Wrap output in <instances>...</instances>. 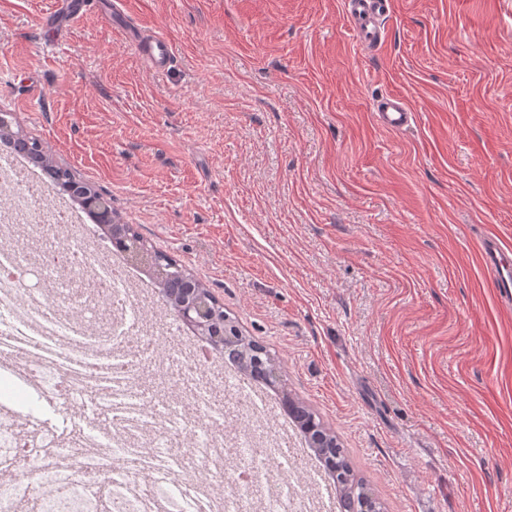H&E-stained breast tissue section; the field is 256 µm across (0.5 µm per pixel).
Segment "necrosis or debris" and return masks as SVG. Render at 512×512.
<instances>
[{"mask_svg":"<svg viewBox=\"0 0 512 512\" xmlns=\"http://www.w3.org/2000/svg\"><path fill=\"white\" fill-rule=\"evenodd\" d=\"M10 193L0 206V361L19 367L38 400L89 411L97 433L79 442L40 430L31 443L17 414H0V468L23 463L36 479L40 512H314L279 436L261 431L270 401L253 389L232 408L213 402L233 392L234 371L216 377L195 352L162 357L173 330L134 300V275L120 259L82 241L41 234L18 244L19 228L67 229L70 207L43 200V187L11 156L0 155ZM92 287L74 293L75 279ZM109 305L111 323L96 314ZM153 374L181 400L148 392Z\"/></svg>","mask_w":512,"mask_h":512,"instance_id":"4bbe7bcc","label":"necrosis or debris"}]
</instances>
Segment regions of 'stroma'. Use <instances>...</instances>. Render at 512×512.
<instances>
[{"label":"stroma","mask_w":512,"mask_h":512,"mask_svg":"<svg viewBox=\"0 0 512 512\" xmlns=\"http://www.w3.org/2000/svg\"><path fill=\"white\" fill-rule=\"evenodd\" d=\"M55 2L0 0V113L275 355L383 512H512V307L479 259L512 246V0H393L368 51L343 0H89L51 55ZM2 402L77 422L0 374ZM128 38L142 55L155 74L168 72L175 55L172 43L164 36L154 33L144 38L134 31H129ZM375 112H378L382 126L393 131L408 128L414 120L413 109L396 96L386 95L378 99Z\"/></svg>","instance_id":"1"}]
</instances>
